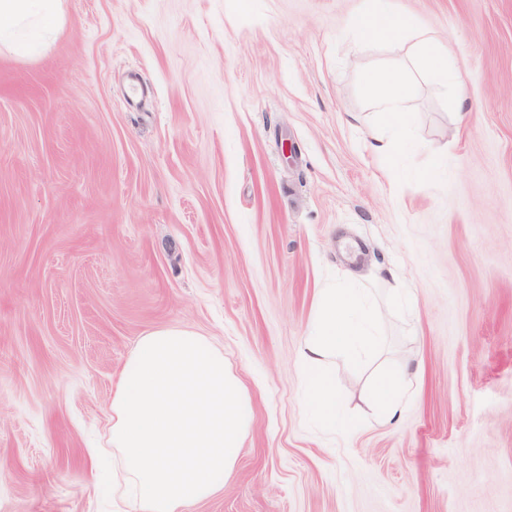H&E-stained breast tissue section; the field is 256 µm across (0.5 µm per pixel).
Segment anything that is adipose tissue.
I'll list each match as a JSON object with an SVG mask.
<instances>
[{
    "instance_id": "obj_1",
    "label": "adipose tissue",
    "mask_w": 512,
    "mask_h": 512,
    "mask_svg": "<svg viewBox=\"0 0 512 512\" xmlns=\"http://www.w3.org/2000/svg\"><path fill=\"white\" fill-rule=\"evenodd\" d=\"M60 0H0V41L13 42L16 51L30 52L21 32L33 25L47 23L58 14ZM430 73L441 85L454 82L448 69V51L428 32L415 34L407 64L400 68L374 72L369 78V104L380 114L392 118L391 128L401 133L408 128L412 73ZM368 298L361 288H325L318 295L317 310L303 345L302 357L308 369L305 401L327 425L336 423V400L331 379L320 372V365L339 352L355 353L367 346L374 334L371 322L359 318L367 308ZM411 380L408 370L384 375L379 383L376 402L381 422L398 418L405 386Z\"/></svg>"
}]
</instances>
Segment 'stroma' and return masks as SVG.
<instances>
[{
  "instance_id": "35a3bbf8",
  "label": "stroma",
  "mask_w": 512,
  "mask_h": 512,
  "mask_svg": "<svg viewBox=\"0 0 512 512\" xmlns=\"http://www.w3.org/2000/svg\"><path fill=\"white\" fill-rule=\"evenodd\" d=\"M376 7L61 0L35 53L0 46V512H131L89 451L167 326L252 401L223 494L187 512H512V0H389L471 101L457 126L454 88L417 78L390 157L365 84L408 46L362 37ZM328 284L366 289L380 336L329 363L325 429L302 341ZM411 381L407 369L384 375L378 383L376 402L380 409L379 419L392 423L401 414L402 396L405 385Z\"/></svg>"
}]
</instances>
